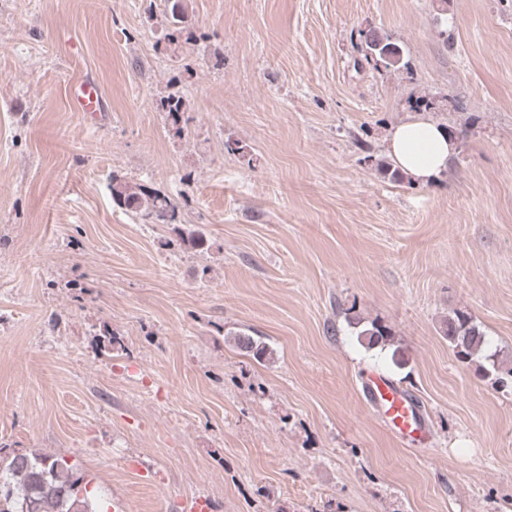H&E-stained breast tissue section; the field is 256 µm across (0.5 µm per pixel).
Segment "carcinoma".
Segmentation results:
<instances>
[{
	"label": "carcinoma",
	"mask_w": 512,
	"mask_h": 512,
	"mask_svg": "<svg viewBox=\"0 0 512 512\" xmlns=\"http://www.w3.org/2000/svg\"><path fill=\"white\" fill-rule=\"evenodd\" d=\"M170 23L178 29L186 22L183 0H166ZM366 53L388 67H400L402 58L377 31L365 35ZM159 107L172 120L175 134H182L180 126L182 100L173 97L159 100ZM112 202L131 213L143 224H169L175 226V243L192 249H202L205 234L183 226L180 207L170 197L112 176ZM443 335L458 358L471 360L483 350L486 340L471 316L455 311L443 322ZM370 346L383 345L390 333L384 326L372 325L361 332ZM235 345L257 358L267 355L268 348L244 331L232 333ZM0 512H97L89 497L83 474L60 457L53 458L32 452H20L0 446Z\"/></svg>",
	"instance_id": "obj_1"
}]
</instances>
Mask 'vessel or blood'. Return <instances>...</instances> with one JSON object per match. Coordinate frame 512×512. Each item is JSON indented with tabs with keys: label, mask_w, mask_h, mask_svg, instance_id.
Instances as JSON below:
<instances>
[{
	"label": "vessel or blood",
	"mask_w": 512,
	"mask_h": 512,
	"mask_svg": "<svg viewBox=\"0 0 512 512\" xmlns=\"http://www.w3.org/2000/svg\"><path fill=\"white\" fill-rule=\"evenodd\" d=\"M70 94L77 111H98L100 93L93 82L84 80L76 83ZM364 394L400 435L411 438L424 434L425 424L414 401L391 381L379 376L371 377L364 387Z\"/></svg>",
	"instance_id": "obj_1"
}]
</instances>
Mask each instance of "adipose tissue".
Listing matches in <instances>:
<instances>
[{"instance_id": "adipose-tissue-1", "label": "adipose tissue", "mask_w": 512, "mask_h": 512, "mask_svg": "<svg viewBox=\"0 0 512 512\" xmlns=\"http://www.w3.org/2000/svg\"><path fill=\"white\" fill-rule=\"evenodd\" d=\"M384 142L393 164L416 185L437 183L446 174L458 147L448 128L420 115L391 126Z\"/></svg>"}]
</instances>
